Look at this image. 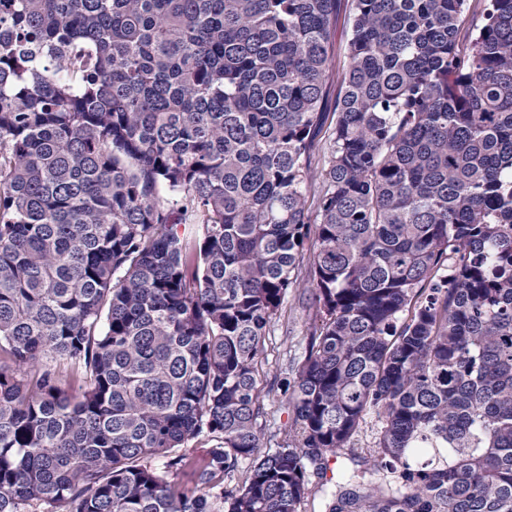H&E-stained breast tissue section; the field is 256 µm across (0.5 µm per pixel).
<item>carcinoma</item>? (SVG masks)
<instances>
[{"label":"carcinoma","mask_w":512,"mask_h":512,"mask_svg":"<svg viewBox=\"0 0 512 512\" xmlns=\"http://www.w3.org/2000/svg\"><path fill=\"white\" fill-rule=\"evenodd\" d=\"M8 2L0 512H512V0ZM351 0H340L337 4V18L335 30L336 43V73L342 72L347 65V43L350 37L349 16ZM302 289L292 290L285 298L266 336L268 361L263 364V380L270 386L293 358L304 356L307 347L306 328L309 311L302 303ZM282 396L280 390L275 389L270 391L266 397V411H267V435H274L272 440L269 442L265 439L264 450H274L277 448L278 443L286 437V433H292L291 428V415L287 413L284 405L281 402ZM382 424L375 414H368L360 426V429L350 439L341 455L331 459L327 477L319 479L317 476L311 478L310 491L303 512H323L325 492L334 490L336 481H341L348 471L358 468L355 464L363 461L369 456V448L373 446L375 438L380 433Z\"/></svg>","instance_id":"cac0c4a2"}]
</instances>
